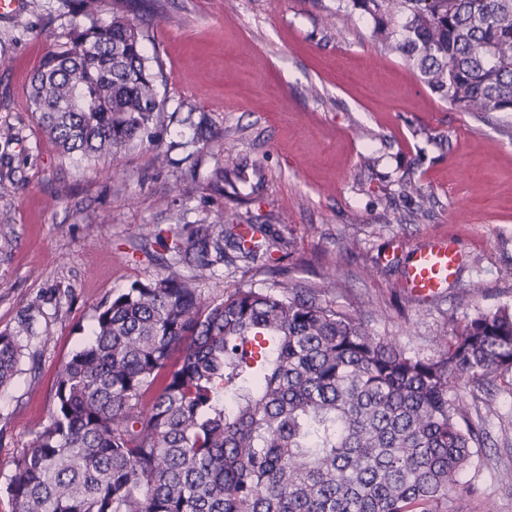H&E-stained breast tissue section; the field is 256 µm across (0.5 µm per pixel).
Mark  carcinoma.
Instances as JSON below:
<instances>
[{
  "mask_svg": "<svg viewBox=\"0 0 512 512\" xmlns=\"http://www.w3.org/2000/svg\"><path fill=\"white\" fill-rule=\"evenodd\" d=\"M34 73L29 107L62 153L88 161L152 142L162 77L125 13L99 0ZM372 36L458 112H512V0H352ZM186 224L155 236L172 272L96 310L62 363L55 408L15 461L12 512H448L482 448L462 388L512 374V310L476 311L424 355L376 336L331 289L282 280L220 300L198 280L266 262L282 238ZM19 336L0 333V388Z\"/></svg>",
  "mask_w": 512,
  "mask_h": 512,
  "instance_id": "1",
  "label": "carcinoma"
}]
</instances>
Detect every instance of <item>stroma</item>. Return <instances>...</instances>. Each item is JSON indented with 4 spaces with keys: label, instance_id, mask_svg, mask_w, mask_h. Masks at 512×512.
Segmentation results:
<instances>
[{
    "label": "stroma",
    "instance_id": "35a3bbf8",
    "mask_svg": "<svg viewBox=\"0 0 512 512\" xmlns=\"http://www.w3.org/2000/svg\"><path fill=\"white\" fill-rule=\"evenodd\" d=\"M22 2L19 17H0V127L12 134L0 140V234L12 240L0 332L23 345L0 390V512L97 307L163 273L158 232L271 225L283 249L203 277L206 296L281 277L331 283L330 300L362 310L376 335L427 355L475 310L512 308V139L501 132L512 113L452 110L346 0H103L98 23L118 6L143 27L168 120L156 149L96 162L62 154L29 108L30 77L73 17L63 0ZM406 180L429 195L427 211L402 194ZM437 238L461 251L458 276L441 296H412L404 267ZM476 395L493 413L448 512H512V391L496 379Z\"/></svg>",
    "mask_w": 512,
    "mask_h": 512
}]
</instances>
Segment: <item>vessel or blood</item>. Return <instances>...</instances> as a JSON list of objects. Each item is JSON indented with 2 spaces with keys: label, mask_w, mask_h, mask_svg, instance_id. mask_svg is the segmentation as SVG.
I'll return each instance as SVG.
<instances>
[{
  "label": "vessel or blood",
  "mask_w": 512,
  "mask_h": 512,
  "mask_svg": "<svg viewBox=\"0 0 512 512\" xmlns=\"http://www.w3.org/2000/svg\"><path fill=\"white\" fill-rule=\"evenodd\" d=\"M462 255L455 245L438 240L416 250L404 283L416 297L433 298L443 293L460 265Z\"/></svg>",
  "instance_id": "vessel-or-blood-1"
}]
</instances>
